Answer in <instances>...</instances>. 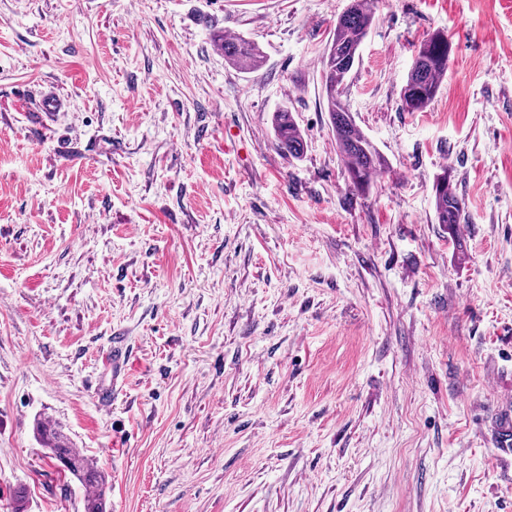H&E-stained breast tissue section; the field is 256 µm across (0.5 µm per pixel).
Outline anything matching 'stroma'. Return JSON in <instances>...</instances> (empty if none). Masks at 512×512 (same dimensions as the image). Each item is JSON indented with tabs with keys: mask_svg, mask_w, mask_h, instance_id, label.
I'll return each mask as SVG.
<instances>
[{
	"mask_svg": "<svg viewBox=\"0 0 512 512\" xmlns=\"http://www.w3.org/2000/svg\"><path fill=\"white\" fill-rule=\"evenodd\" d=\"M347 4L0 0V512L21 486L24 512H83L44 419L108 512H512V0H379L344 92L386 161L366 194L321 80ZM438 33L448 72L406 111ZM223 34L213 33L212 40L215 43L219 39L224 51V60L246 72H254L261 67L264 53L255 42L240 36L226 39ZM448 37L436 35L422 43L401 89V100L409 112L424 110L436 97L448 71ZM272 128L277 148L293 159H301L307 144L294 113L288 107L283 106L273 113ZM450 175L444 169L433 183L436 221L452 228L460 224L463 214L462 200L449 188ZM129 356L125 340L121 336L112 337L107 362V367L112 372V382L109 387L100 390L99 399L102 404L111 405L112 400L117 397L119 391H122ZM37 434L52 455L59 460L81 484L89 489L84 498V512H107L103 486L104 477L89 460L73 448L69 438L49 421L37 423Z\"/></svg>",
	"mask_w": 512,
	"mask_h": 512,
	"instance_id": "35a3bbf8",
	"label": "stroma"
}]
</instances>
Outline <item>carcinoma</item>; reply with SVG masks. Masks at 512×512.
<instances>
[{"instance_id": "cac0c4a2", "label": "carcinoma", "mask_w": 512, "mask_h": 512, "mask_svg": "<svg viewBox=\"0 0 512 512\" xmlns=\"http://www.w3.org/2000/svg\"><path fill=\"white\" fill-rule=\"evenodd\" d=\"M375 18V0H351L347 10L336 18L333 34L322 57V84L327 103L328 121L336 136V146L343 158L351 187L359 193L372 188V177L383 167V159L359 130L342 98L343 85L359 60V49ZM224 60L246 72L258 70L264 59L262 49L253 41L235 36L230 39L217 32ZM448 37L436 35L422 43L401 89V100L410 112L424 110L436 97L441 80L448 71ZM275 144L293 159H301L307 144L294 113L286 106L272 115ZM448 170L433 183L436 221L448 228L461 223L462 200L449 188ZM37 434L52 455L70 474L89 489L84 498V512H107L104 477L89 460L73 448L69 438L48 421L37 423Z\"/></svg>"}]
</instances>
